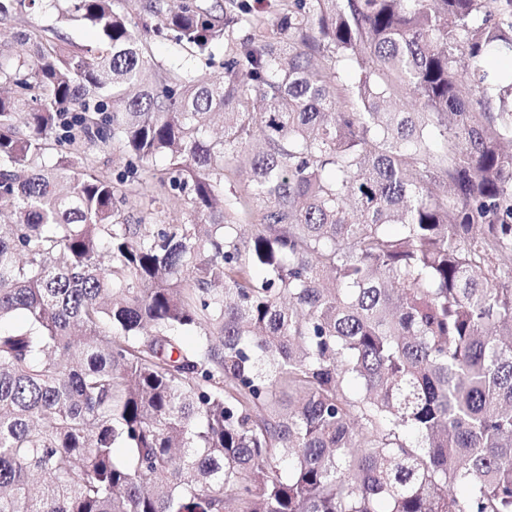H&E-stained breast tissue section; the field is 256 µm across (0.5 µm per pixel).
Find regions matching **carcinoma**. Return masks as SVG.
Segmentation results:
<instances>
[{"instance_id": "cac0c4a2", "label": "carcinoma", "mask_w": 512, "mask_h": 512, "mask_svg": "<svg viewBox=\"0 0 512 512\" xmlns=\"http://www.w3.org/2000/svg\"><path fill=\"white\" fill-rule=\"evenodd\" d=\"M37 4L99 43L0 60V512H512V0H289L155 87L141 34L208 56L243 12L0 22ZM78 141L168 155L139 190L190 219L131 223ZM224 173L228 175L224 178V197L233 199V194L243 193L249 184V165L232 161L226 165Z\"/></svg>"}]
</instances>
